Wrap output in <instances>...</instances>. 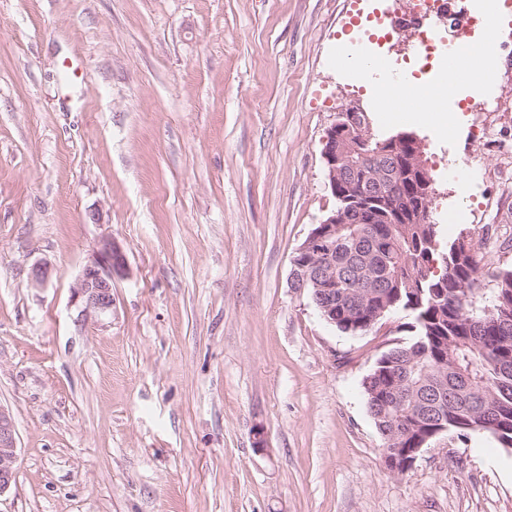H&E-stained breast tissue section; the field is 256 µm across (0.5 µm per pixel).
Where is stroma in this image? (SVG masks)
<instances>
[{
  "label": "stroma",
  "instance_id": "obj_1",
  "mask_svg": "<svg viewBox=\"0 0 512 512\" xmlns=\"http://www.w3.org/2000/svg\"><path fill=\"white\" fill-rule=\"evenodd\" d=\"M402 0H0V408L17 432L0 512H512V448L443 434L391 473L362 381L407 316L346 336L291 259L336 208L321 155L359 102L382 133L423 143L441 237L501 240L512 185L472 135L457 81L448 132L394 121L337 65L368 14ZM512 129V19L471 36ZM410 41L385 44L415 72ZM481 161L461 190L449 165ZM124 250L112 317L74 287L103 239ZM49 277L34 284L31 271Z\"/></svg>",
  "mask_w": 512,
  "mask_h": 512
}]
</instances>
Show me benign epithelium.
I'll use <instances>...</instances> for the list:
<instances>
[{"instance_id":"1","label":"benign epithelium","mask_w":512,"mask_h":512,"mask_svg":"<svg viewBox=\"0 0 512 512\" xmlns=\"http://www.w3.org/2000/svg\"><path fill=\"white\" fill-rule=\"evenodd\" d=\"M371 141V127L365 111L357 105L342 108L336 115L334 124L327 130L322 142L321 155L327 171L328 185L332 194L345 200L346 205L330 214L311 231L304 243L296 250L310 261L330 272L336 265L335 255L326 249L327 239L335 224H348L361 220L355 212L362 211L359 202L368 197L373 187L385 183L403 188V200L415 197L418 208L428 204L433 189L432 180L422 161V149L418 138L412 133H402L385 142L386 149L377 152L364 151ZM400 155L404 169L412 180L403 182L397 171L386 170L377 160L387 155ZM370 159L368 169L358 175L360 165L354 163V156ZM127 274L126 256L120 245L112 239H104L84 267L82 275L74 287L72 302L80 308V316L94 317L100 321L112 316L113 283ZM418 449L409 452L410 459L398 451L383 449V459L387 469L394 474L409 470ZM17 463L16 431L11 415L0 408V494L14 484Z\"/></svg>"}]
</instances>
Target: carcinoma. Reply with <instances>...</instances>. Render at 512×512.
<instances>
[{
	"mask_svg": "<svg viewBox=\"0 0 512 512\" xmlns=\"http://www.w3.org/2000/svg\"><path fill=\"white\" fill-rule=\"evenodd\" d=\"M365 207L382 223L336 225L333 326L359 336L391 314L411 318V337L382 352L362 382L383 445L417 447L426 428L411 423L426 403L462 438L512 439V324H498L499 310H512V267L498 270L488 304L478 306L485 237L462 231L440 244L432 211L403 206L395 188ZM388 216L395 223H384ZM437 252L435 273L428 263Z\"/></svg>",
	"mask_w": 512,
	"mask_h": 512,
	"instance_id": "cac0c4a2",
	"label": "carcinoma"
}]
</instances>
